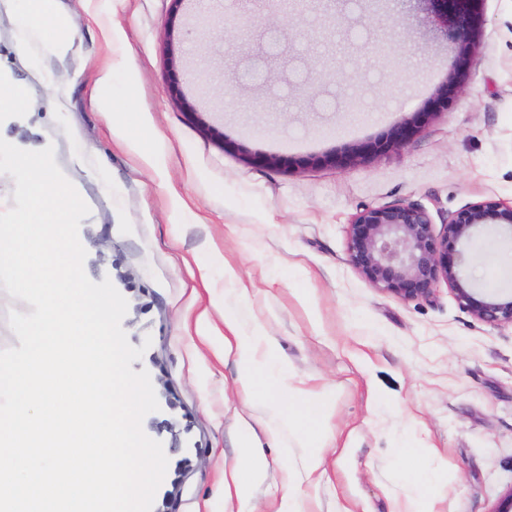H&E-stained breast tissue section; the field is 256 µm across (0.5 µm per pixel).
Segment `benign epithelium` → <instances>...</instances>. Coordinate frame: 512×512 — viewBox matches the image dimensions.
I'll return each instance as SVG.
<instances>
[{"mask_svg": "<svg viewBox=\"0 0 512 512\" xmlns=\"http://www.w3.org/2000/svg\"><path fill=\"white\" fill-rule=\"evenodd\" d=\"M422 5L423 24L439 38L466 48L474 28V0H399L401 9ZM425 112L394 125L386 141L401 145L420 128ZM484 224L512 227V205L488 199L448 214L441 229L418 203L363 206L348 227L351 266L372 286L403 301L430 298L444 282L459 305L477 320L512 325V295L478 296L461 275L467 256L462 244Z\"/></svg>", "mask_w": 512, "mask_h": 512, "instance_id": "benign-epithelium-1", "label": "benign epithelium"}]
</instances>
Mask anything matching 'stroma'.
Instances as JSON below:
<instances>
[{
    "mask_svg": "<svg viewBox=\"0 0 512 512\" xmlns=\"http://www.w3.org/2000/svg\"><path fill=\"white\" fill-rule=\"evenodd\" d=\"M56 8L74 21L62 61L22 44L15 12L0 8V79L24 90L18 109L0 112V138L53 147L90 208L78 231L84 271L126 298L122 327L145 349L131 367L149 373L160 405L142 424L168 459L152 512H270L288 492L309 512H335L340 499L392 512L416 492L402 448L419 450L428 471L455 468V487L433 489L436 512H494L512 490V327L476 320L444 283L413 302L374 288L348 262L347 231L366 205L419 203L437 219L512 202V0H481L463 51L396 0H303L287 14L277 0ZM110 28L120 39L105 40ZM248 56L263 65L248 69ZM107 63L130 134L143 120L153 127L159 166L99 112L94 79ZM456 66L461 85L440 97ZM415 112L429 118L403 146L366 150ZM358 149L356 163L327 161ZM257 154L279 163L257 165ZM465 249V280L512 291V230L484 226ZM228 265L247 299L225 280ZM204 310L212 331L202 336ZM228 311L243 331L265 327L292 380L335 391L336 445L322 450L318 484L305 481V450L262 398L261 424L243 425L239 366L224 354ZM247 448L264 478L248 498L226 496L224 473Z\"/></svg>",
    "mask_w": 512,
    "mask_h": 512,
    "instance_id": "1",
    "label": "stroma"
}]
</instances>
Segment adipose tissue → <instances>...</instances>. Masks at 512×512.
I'll return each instance as SVG.
<instances>
[{
    "mask_svg": "<svg viewBox=\"0 0 512 512\" xmlns=\"http://www.w3.org/2000/svg\"><path fill=\"white\" fill-rule=\"evenodd\" d=\"M24 7L17 14L19 34L22 42L38 40L45 57L57 60L70 55L74 46L73 30L66 19L55 17L50 28H43L37 17L53 15L55 0H24ZM225 355L236 356L243 365L240 385L250 396L263 394L273 402H285L288 423L301 447L307 448V463L304 478L314 483L323 470V458L319 444L327 439L326 425L335 410L334 391H315L290 383L284 374L273 373L275 343L262 330L253 334L243 333L233 315H225Z\"/></svg>",
    "mask_w": 512,
    "mask_h": 512,
    "instance_id": "1",
    "label": "adipose tissue"
}]
</instances>
